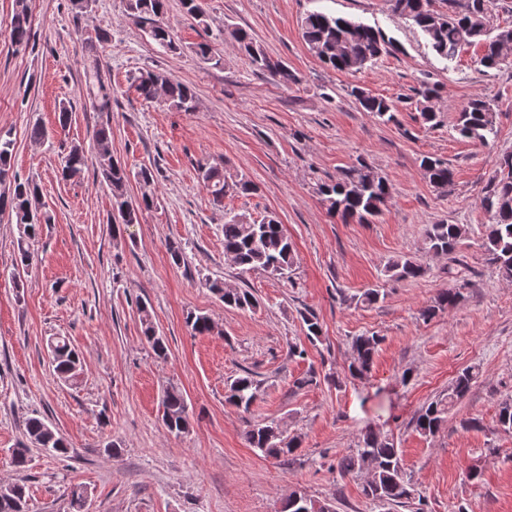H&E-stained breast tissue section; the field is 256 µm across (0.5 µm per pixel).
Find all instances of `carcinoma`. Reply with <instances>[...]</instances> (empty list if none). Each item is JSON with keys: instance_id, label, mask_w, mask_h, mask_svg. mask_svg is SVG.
Returning a JSON list of instances; mask_svg holds the SVG:
<instances>
[{"instance_id": "carcinoma-1", "label": "carcinoma", "mask_w": 512, "mask_h": 512, "mask_svg": "<svg viewBox=\"0 0 512 512\" xmlns=\"http://www.w3.org/2000/svg\"><path fill=\"white\" fill-rule=\"evenodd\" d=\"M390 10L417 26L432 50L442 58L452 61L465 46L478 45L481 55L478 63L486 69H497L505 62L512 50V26L500 27V37L489 33L494 28L492 9L494 0H444L447 9L437 10L434 0H388ZM183 9L197 23L206 25L204 0H182ZM126 12L144 28L147 35L160 47L174 51L177 44L172 27L164 21L167 0H125ZM302 38L309 51L325 66L344 73L358 71L394 51L393 41L382 31L354 19L336 17L322 12L307 14L301 24ZM229 42L245 54L255 69L281 86L297 82V77L284 62L269 56L263 46L248 30L227 25L224 28ZM11 43L23 50L34 43L31 14L27 0H15V9L10 23ZM85 52L93 58V65L85 73L87 96L101 112L112 110L110 88L100 68L99 44L93 40L85 43ZM195 53L205 62L216 65L223 57L209 40L195 46ZM132 87L148 102H159L178 112L195 111V93L168 74L145 70L132 77ZM440 95L436 85L424 83L415 90L416 109L422 124L434 128L439 125V115L433 102ZM352 96L365 112L384 122L396 121L399 101L375 95L360 86L350 89ZM496 111L493 104L482 97L469 99L461 107L455 131L463 138L487 143L497 135ZM93 138L99 147L97 170L112 190V237L121 236L123 227L140 223L142 212L154 205V197L148 193L132 201L126 196V185L130 178L149 184L154 181V170L144 167L131 174L112 157L109 149L111 131L107 126L97 128ZM15 143L8 134L0 133V185H8L0 192V215L15 219L19 237L17 242L20 266L27 267L32 261L29 242L36 238L41 225L48 218L36 206L39 196L37 184L20 182L13 170ZM87 165L83 149L73 146L64 156L62 178L72 179L81 175ZM420 169L424 179L434 188L446 191L454 181L453 170L437 158L425 156ZM213 204H224L229 192L251 194L255 186L248 180L230 182L224 168L208 162L197 168ZM315 193L320 197L327 214L339 217L344 222L357 221L369 224L380 216L390 200V186L377 168L363 160L341 170L336 178L316 184ZM481 206L489 217L483 234V248L489 263L498 270L502 279L512 280V153L502 155L495 171L481 189ZM224 254L230 256L240 273L264 272L272 277L286 278L296 263L292 242L284 233L282 224L274 215H266L260 221H249L238 214L229 215L223 225ZM464 233L459 224L441 222L428 225L425 231V249L436 255L453 259L457 244ZM386 272L397 279H415L424 273L423 265L406 256L391 260ZM208 287L221 295L224 305L239 310L254 309L257 299L248 288H226L214 280ZM463 294L460 288L441 289L434 301L421 310L425 320L438 313L454 308ZM141 316L142 334L156 356H167L168 346L159 336L152 323L145 303L137 304ZM310 342L319 340L322 325L317 316L308 311L301 316ZM187 326L195 336L211 335L215 326L204 314L190 313ZM381 337L363 334L352 339L354 360L349 366L352 376L363 378L373 366L374 356ZM50 364L59 379L70 385L79 383L82 361L77 350L67 337L53 336L47 342ZM477 376L476 369L468 367L458 372L448 393L422 407L414 417L420 434L433 436L447 421L448 411L470 390ZM258 382L253 374L244 372L227 388L226 401L244 412L250 410L256 399ZM163 421L168 431L182 435L189 431L190 416L182 391L169 386L163 391ZM497 426L505 433H512V399L499 405ZM30 443L57 456L68 453L69 443L42 419L28 417L24 422ZM244 440L249 447L263 456L286 463L294 456L298 444L296 439L284 435V430L275 420L250 424L244 431ZM339 472L353 474L365 471L368 481L362 492L369 500L387 505L409 504L415 499L412 483L404 477L400 448L393 436L366 430L359 438L357 448L343 456L337 463ZM89 495L87 487L73 485L69 488L70 512H87ZM332 502L315 500L299 490L293 491L282 502L280 512H330ZM0 512H29L27 486L21 482L0 487Z\"/></svg>"}]
</instances>
